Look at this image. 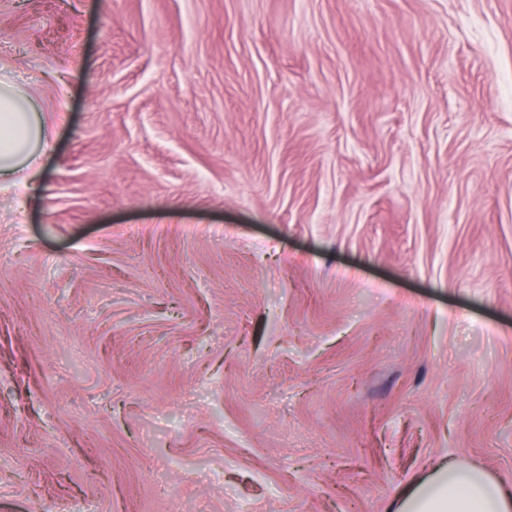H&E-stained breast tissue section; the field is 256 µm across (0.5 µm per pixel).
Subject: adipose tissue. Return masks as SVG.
<instances>
[{"mask_svg": "<svg viewBox=\"0 0 512 512\" xmlns=\"http://www.w3.org/2000/svg\"><path fill=\"white\" fill-rule=\"evenodd\" d=\"M43 127L25 93L0 82V189L21 185L33 168ZM391 512H512V488L483 467L448 459L396 494Z\"/></svg>", "mask_w": 512, "mask_h": 512, "instance_id": "adipose-tissue-1", "label": "adipose tissue"}]
</instances>
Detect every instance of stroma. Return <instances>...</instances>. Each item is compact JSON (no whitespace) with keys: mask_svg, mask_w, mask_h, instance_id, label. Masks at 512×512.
<instances>
[{"mask_svg":"<svg viewBox=\"0 0 512 512\" xmlns=\"http://www.w3.org/2000/svg\"><path fill=\"white\" fill-rule=\"evenodd\" d=\"M0 512L512 485V0H0ZM43 137L33 103L13 84L0 82V189L27 186L21 173L33 168Z\"/></svg>","mask_w":512,"mask_h":512,"instance_id":"1","label":"stroma"}]
</instances>
